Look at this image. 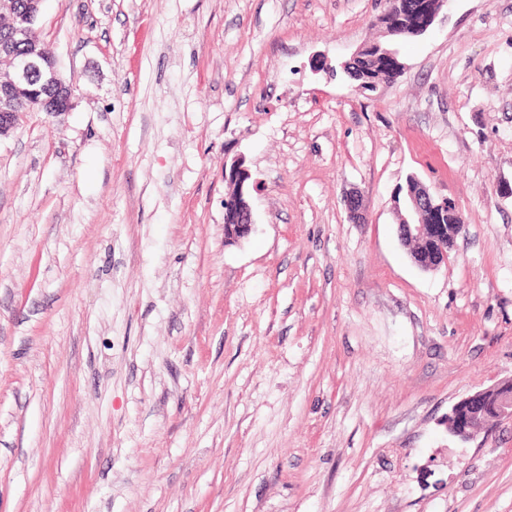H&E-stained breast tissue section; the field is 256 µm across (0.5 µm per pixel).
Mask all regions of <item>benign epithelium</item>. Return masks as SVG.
<instances>
[{
	"mask_svg": "<svg viewBox=\"0 0 512 512\" xmlns=\"http://www.w3.org/2000/svg\"><path fill=\"white\" fill-rule=\"evenodd\" d=\"M43 0H26V7L20 11L16 0H0V57H6L8 67L0 69V137L7 135L15 127L18 105L22 102L35 103L39 109L49 113L68 112L72 107V89L61 76L57 62L44 45L30 38V31L37 23ZM383 36L388 42L376 40L361 45L342 66L353 64L365 57L373 47L396 60L395 74H400L404 65L398 61L403 28L391 26L387 21ZM27 43L18 52L15 46ZM249 170L242 158L234 159L230 167L224 169V180L235 188V192L224 198V236L236 241L248 236L253 226L252 208L249 202ZM409 205L403 217V233L410 239L431 242V253L418 255L415 263L425 270H435L448 259V247L433 224L421 221V214L431 210L448 214L453 225L454 235L464 229L461 216L453 201L438 198L417 177H412V188L408 189ZM485 428L491 422L512 423V375L499 380L492 386L478 389L457 401L448 412V435L460 443L469 442L476 429L473 423Z\"/></svg>",
	"mask_w": 512,
	"mask_h": 512,
	"instance_id": "1",
	"label": "benign epithelium"
}]
</instances>
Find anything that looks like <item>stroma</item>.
<instances>
[{"instance_id":"stroma-1","label":"stroma","mask_w":512,"mask_h":512,"mask_svg":"<svg viewBox=\"0 0 512 512\" xmlns=\"http://www.w3.org/2000/svg\"><path fill=\"white\" fill-rule=\"evenodd\" d=\"M385 10L44 0L74 106L0 138V512H512V424L448 435L512 375V0H449L363 92ZM411 174L465 225L430 272ZM368 55L370 56L369 59L361 61V68L353 66V69H349L346 74L365 91L374 92L376 91V83L379 84L383 80H389L391 62L384 56L376 55L375 52ZM250 179L251 174L242 157L234 159L229 169L224 165V181L236 189L224 198V236L228 240L242 239L252 230L254 222L248 193Z\"/></svg>"}]
</instances>
